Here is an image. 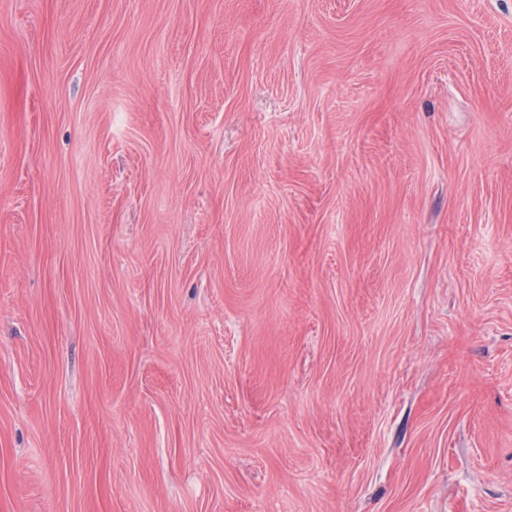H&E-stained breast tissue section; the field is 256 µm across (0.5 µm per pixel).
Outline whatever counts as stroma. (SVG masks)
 I'll return each mask as SVG.
<instances>
[{
    "label": "stroma",
    "instance_id": "1",
    "mask_svg": "<svg viewBox=\"0 0 512 512\" xmlns=\"http://www.w3.org/2000/svg\"><path fill=\"white\" fill-rule=\"evenodd\" d=\"M0 512H512V0H0Z\"/></svg>",
    "mask_w": 512,
    "mask_h": 512
}]
</instances>
